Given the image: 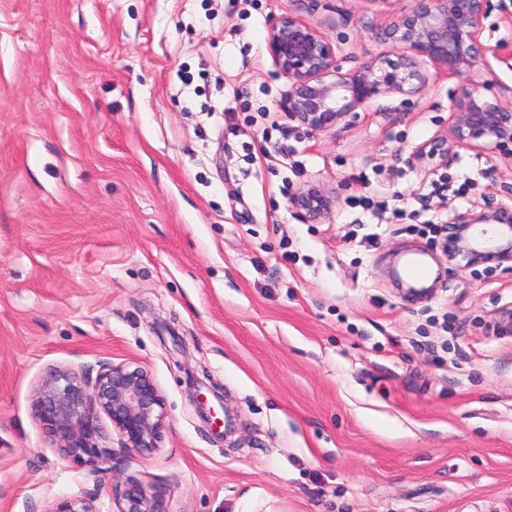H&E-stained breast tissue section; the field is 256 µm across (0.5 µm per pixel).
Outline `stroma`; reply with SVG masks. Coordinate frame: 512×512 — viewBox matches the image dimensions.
Returning a JSON list of instances; mask_svg holds the SVG:
<instances>
[{"mask_svg":"<svg viewBox=\"0 0 512 512\" xmlns=\"http://www.w3.org/2000/svg\"><path fill=\"white\" fill-rule=\"evenodd\" d=\"M401 8L0 0V512L77 496L112 512L130 476L164 512H512V335L495 326L512 272L441 275L414 252L488 190L512 205V161L410 162L460 84L512 102V67L441 74L311 132L267 50L290 9L351 69ZM312 186L335 196L319 224L289 203ZM403 246L431 298L383 275ZM127 362L166 398L163 440L102 484L52 447L34 393L50 370ZM190 371L232 411L227 439Z\"/></svg>","mask_w":512,"mask_h":512,"instance_id":"1","label":"stroma"}]
</instances>
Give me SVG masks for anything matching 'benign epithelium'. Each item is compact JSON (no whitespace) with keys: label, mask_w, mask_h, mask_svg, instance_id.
Masks as SVG:
<instances>
[{"label":"benign epithelium","mask_w":512,"mask_h":512,"mask_svg":"<svg viewBox=\"0 0 512 512\" xmlns=\"http://www.w3.org/2000/svg\"><path fill=\"white\" fill-rule=\"evenodd\" d=\"M399 14L378 30L391 50L342 68L340 48L322 27L288 9L270 25L268 52L288 80L283 106L311 132L349 126L383 94L409 101L421 96L433 77L463 78L474 63L491 55L512 59L506 48L482 41L489 0H407ZM492 151L512 157V107L483 98L463 84L452 101L448 130L419 146L412 161L448 166L454 149ZM333 199L311 188L290 204L309 221L327 217ZM425 254L463 269L512 270V206L484 196L483 204L454 215L439 229ZM389 275L412 299L429 297L434 286L404 284L396 269ZM36 418L60 454L93 473L104 471L116 453L102 444L103 419L118 437L121 453L151 456L160 448L166 419L165 397L146 370L130 364L104 363L97 373L52 370L39 382ZM91 497L63 498L47 512H97ZM116 512H163L159 495L140 480H126Z\"/></svg>","instance_id":"obj_1"}]
</instances>
